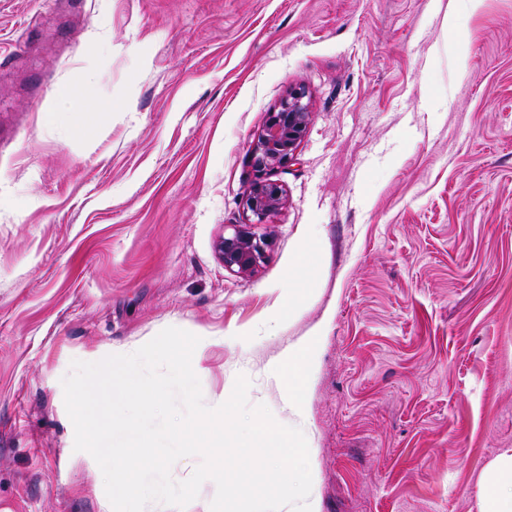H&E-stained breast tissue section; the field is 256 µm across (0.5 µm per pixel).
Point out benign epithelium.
Wrapping results in <instances>:
<instances>
[{"label": "benign epithelium", "mask_w": 512, "mask_h": 512, "mask_svg": "<svg viewBox=\"0 0 512 512\" xmlns=\"http://www.w3.org/2000/svg\"><path fill=\"white\" fill-rule=\"evenodd\" d=\"M306 91L292 88L268 113L263 129L251 151L253 182L244 200V209L251 213L247 224H232V232L216 243V251L224 268L241 275L253 273L265 253V238L254 228L266 223L284 203L282 187L268 179V172L294 160L304 138L312 113L304 103Z\"/></svg>", "instance_id": "obj_1"}]
</instances>
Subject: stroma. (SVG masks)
Listing matches in <instances>:
<instances>
[{
  "label": "stroma",
  "instance_id": "stroma-1",
  "mask_svg": "<svg viewBox=\"0 0 512 512\" xmlns=\"http://www.w3.org/2000/svg\"><path fill=\"white\" fill-rule=\"evenodd\" d=\"M0 0V512H112L74 449L72 360L200 338L203 400L328 329L300 400L320 512H477L512 448V0ZM85 113L47 119L60 87ZM312 120L242 276L256 134ZM309 292L288 312L298 254Z\"/></svg>",
  "mask_w": 512,
  "mask_h": 512
}]
</instances>
